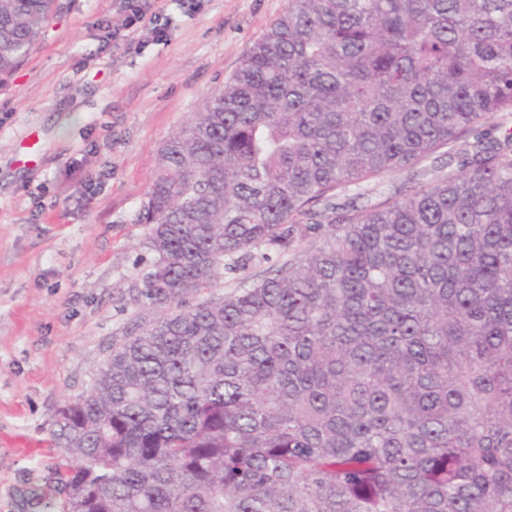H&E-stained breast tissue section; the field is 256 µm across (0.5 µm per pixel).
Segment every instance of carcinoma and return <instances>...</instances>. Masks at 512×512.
Masks as SVG:
<instances>
[{
  "mask_svg": "<svg viewBox=\"0 0 512 512\" xmlns=\"http://www.w3.org/2000/svg\"><path fill=\"white\" fill-rule=\"evenodd\" d=\"M54 5L0 0V76ZM495 112L512 0H288L159 150L138 222L161 311L55 412L65 496L38 504L512 512V135L357 205ZM269 265L270 263L254 264L249 266L247 270L241 271L237 274H225L224 277L219 278L217 284L211 288L207 295H209V293H214L216 296H221L240 288L244 284L245 286H249L254 280L259 278L262 271L267 269ZM243 281H245V283H243Z\"/></svg>",
  "mask_w": 512,
  "mask_h": 512,
  "instance_id": "obj_1",
  "label": "carcinoma"
}]
</instances>
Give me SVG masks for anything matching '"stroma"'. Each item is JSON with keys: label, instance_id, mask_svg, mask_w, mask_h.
Returning <instances> with one entry per match:
<instances>
[{"label": "stroma", "instance_id": "obj_1", "mask_svg": "<svg viewBox=\"0 0 512 512\" xmlns=\"http://www.w3.org/2000/svg\"><path fill=\"white\" fill-rule=\"evenodd\" d=\"M56 0L30 55L0 80V512L50 499L56 409L87 389L140 316L151 261L138 214L162 143L221 88L288 0Z\"/></svg>", "mask_w": 512, "mask_h": 512}]
</instances>
